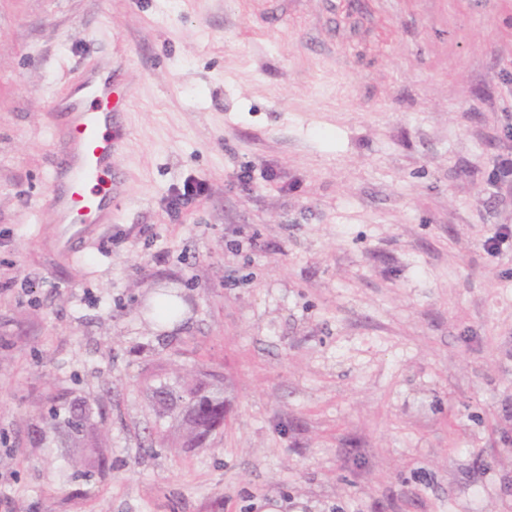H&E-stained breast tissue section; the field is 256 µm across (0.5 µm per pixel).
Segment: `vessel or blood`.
Listing matches in <instances>:
<instances>
[{"label":"vessel or blood","mask_w":512,"mask_h":512,"mask_svg":"<svg viewBox=\"0 0 512 512\" xmlns=\"http://www.w3.org/2000/svg\"><path fill=\"white\" fill-rule=\"evenodd\" d=\"M81 86L85 98L65 102L64 118L55 128L62 190L48 200L57 213V248L65 257L99 226L111 223L112 203L124 191L114 169L124 145V127L113 102L112 74L90 67Z\"/></svg>","instance_id":"vessel-or-blood-1"}]
</instances>
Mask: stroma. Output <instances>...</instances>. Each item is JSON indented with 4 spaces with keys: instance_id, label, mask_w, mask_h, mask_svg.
<instances>
[{
    "instance_id": "obj_1",
    "label": "stroma",
    "mask_w": 512,
    "mask_h": 512,
    "mask_svg": "<svg viewBox=\"0 0 512 512\" xmlns=\"http://www.w3.org/2000/svg\"><path fill=\"white\" fill-rule=\"evenodd\" d=\"M105 57L126 191L65 258L53 130ZM510 116L512 0H0V512H512ZM200 367L189 448L154 390ZM84 398L105 472L49 416ZM488 182L491 186L512 183V148L503 154L488 174Z\"/></svg>"
}]
</instances>
